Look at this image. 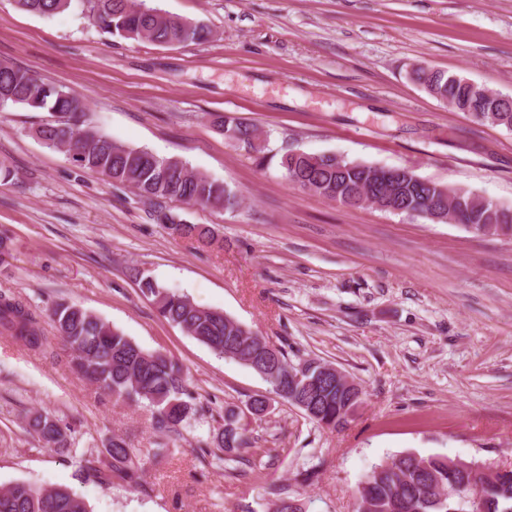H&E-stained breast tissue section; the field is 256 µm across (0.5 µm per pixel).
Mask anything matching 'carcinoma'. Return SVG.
Listing matches in <instances>:
<instances>
[{
	"instance_id": "1",
	"label": "carcinoma",
	"mask_w": 512,
	"mask_h": 512,
	"mask_svg": "<svg viewBox=\"0 0 512 512\" xmlns=\"http://www.w3.org/2000/svg\"><path fill=\"white\" fill-rule=\"evenodd\" d=\"M18 6L39 15L68 9L72 0H16ZM90 19L112 36L145 40L160 45L179 40L200 43L208 40L207 25L170 15L164 11L137 8L136 0H85ZM411 78L448 107L467 112L482 110V123L512 128V95L491 97L479 87L445 71L417 66ZM21 104L46 109L58 115L54 124L37 129L36 135L48 149L67 152L77 167L96 172L109 182L132 184L138 191L158 200L198 204L204 208H224L236 204L237 193L228 184L196 171L174 157H160L145 148H136L112 139L88 122L85 98L70 88L46 83L27 70L0 62V106ZM224 138L256 152L262 144L254 126L226 117L219 122ZM290 182L352 207L360 189L366 187L370 165L344 158L334 160L323 154H285L281 160ZM459 195L465 228L476 234L512 235V209L462 188L445 183L409 178L402 181L390 199L401 213L427 217L448 206V193ZM173 234L200 244H210L214 235L198 224L176 223V215H164ZM140 290L152 299L167 322L210 348L223 358L249 366L270 386V392L294 407L310 398L308 390H288V375L298 368L287 354L276 349L273 367L260 355L268 346L265 337L219 310L196 305L188 296L159 284L144 273ZM49 318L57 334L72 350V364L88 382L103 392L129 402H148L154 429L159 438L153 456L168 451L166 438L176 433L193 410L196 397L188 388L181 367L160 351H146L121 331L110 327L89 310L58 302ZM0 335L21 341L33 351L45 352L51 341L44 335L32 312L13 296L0 293ZM362 390L333 379H322L318 400L310 420L328 428L344 427L361 403ZM30 429L51 449L69 448L71 441L59 421L49 413L30 419ZM246 427L232 409L224 410V429L217 441L216 463L241 464V450L247 447ZM83 468L101 483L117 477L136 485L143 463L122 438H114L105 454L81 459ZM276 512H304L290 489L274 485ZM487 512H512V475H482L460 468V460L443 455L397 454L369 471L358 487L355 512H474L478 505ZM0 512H90L85 500L66 487L40 488L25 481L12 483L0 491Z\"/></svg>"
}]
</instances>
